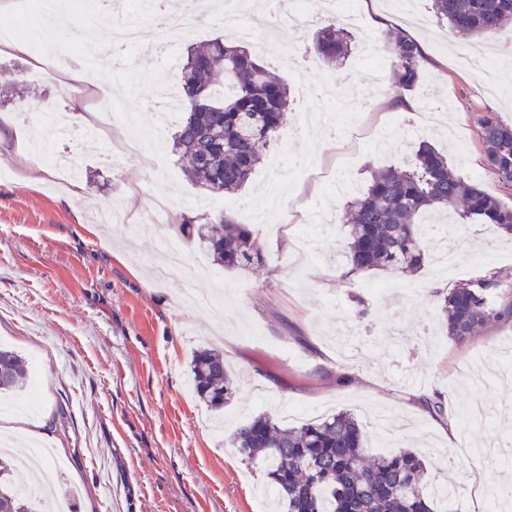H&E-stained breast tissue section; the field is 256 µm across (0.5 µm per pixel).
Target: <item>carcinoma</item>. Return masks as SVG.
<instances>
[{
    "label": "carcinoma",
    "mask_w": 512,
    "mask_h": 512,
    "mask_svg": "<svg viewBox=\"0 0 512 512\" xmlns=\"http://www.w3.org/2000/svg\"><path fill=\"white\" fill-rule=\"evenodd\" d=\"M441 22L463 38H490L512 24V0H429ZM351 34L333 20L314 35V48L337 61L349 53ZM379 42L390 51L393 92L413 89L429 58L400 27L385 24ZM181 120L172 150L184 173L208 194L242 190L278 139L289 112L286 84L270 75L242 45L215 37L187 49L179 63ZM485 166L512 190V121L490 112L479 119ZM454 211L461 224H492L512 237V207L488 194L480 181L452 172L448 156L423 142L404 168L373 173L367 186L349 197L339 223L352 226L345 260L348 274L394 270L418 272L430 256V238L421 218ZM194 247L226 269L267 265L254 233L227 214L182 218L178 225ZM448 336L462 343L487 324L512 323V280L495 268L448 289L434 292ZM0 394L17 387L26 368L17 353L0 349ZM190 374L198 397L215 410L234 395V375L224 354L209 348L193 352ZM422 407L435 420L446 417L438 392ZM228 445L260 467L275 489L283 512H434L437 486L425 461L402 450L372 456L353 413L340 411L290 427L261 413L240 423ZM0 457V505L13 512H45L42 501L22 493L10 479L11 461Z\"/></svg>",
    "instance_id": "carcinoma-1"
}]
</instances>
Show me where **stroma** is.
Here are the masks:
<instances>
[{
	"label": "stroma",
	"mask_w": 512,
	"mask_h": 512,
	"mask_svg": "<svg viewBox=\"0 0 512 512\" xmlns=\"http://www.w3.org/2000/svg\"><path fill=\"white\" fill-rule=\"evenodd\" d=\"M69 34L57 63H74V49L105 35L82 15L98 0H61ZM359 14L350 56L324 61L313 48L314 27L259 30L257 58L278 57L276 79L290 90V118L246 187L212 197L191 183L176 153L142 152L104 162L73 136L57 137L39 119L42 108L64 107L59 77H27L29 57L0 53V348L40 371L35 413L0 414V437L34 440L55 451L60 484L72 491L76 512H261L262 469L226 433L247 417L280 414L293 424L311 413H353L371 454L429 451L455 445L438 470L455 484L452 499H435L434 512H489L485 491L512 500V375L504 349L512 325L491 323L468 342L448 338L440 310L429 298L414 301L399 273L347 275L346 225L314 224L313 213H338L348 190H362L371 172L403 165L420 141L447 153L461 177L481 180L489 194L512 206V191L485 168L477 120L487 112L512 121V27L490 40L498 62V91L458 63L476 45L438 22L428 0H349ZM420 41L429 63L411 92L421 121L400 110L392 75L367 82L360 59L377 44L379 18ZM236 42L235 28L200 14L171 52L215 37ZM130 67H104L100 87L138 83L124 110L153 128L152 84L177 81L154 53L149 37L129 49ZM26 120H17L20 107ZM328 112L337 134H301L308 114ZM52 140L63 156H79L75 179L82 197L70 196L53 167L31 172L19 154ZM165 188L174 205L169 223L147 222L151 204L141 187ZM122 209L124 224H95L91 211ZM229 212L247 225L269 258L265 270H224L223 306L188 307L178 278L160 279L161 247L189 246L177 226L182 217ZM459 256L455 268L428 261L412 279L422 291L475 277L484 266L512 275V241L481 224L444 225ZM367 316H359V307ZM223 351L238 375L224 408V432L207 427L214 414L190 387L192 351ZM414 370L410 383L401 368ZM439 391L457 430L448 441L411 391Z\"/></svg>",
	"instance_id": "stroma-1"
}]
</instances>
